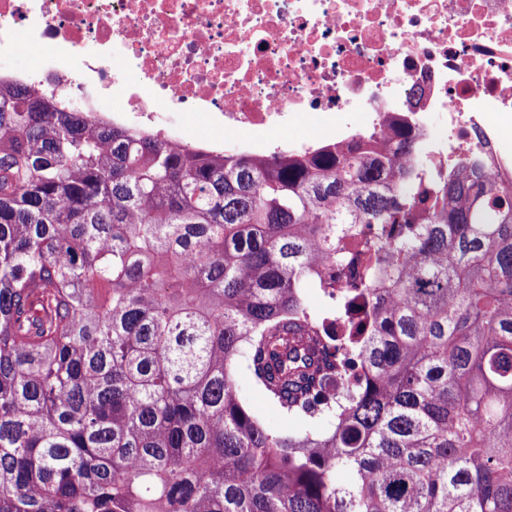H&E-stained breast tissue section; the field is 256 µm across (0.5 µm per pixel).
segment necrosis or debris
<instances>
[{"label":"necrosis or debris","instance_id":"obj_1","mask_svg":"<svg viewBox=\"0 0 512 512\" xmlns=\"http://www.w3.org/2000/svg\"><path fill=\"white\" fill-rule=\"evenodd\" d=\"M0 74L180 147L198 112L255 153L293 114L343 146L402 117L512 190V0H0Z\"/></svg>","mask_w":512,"mask_h":512}]
</instances>
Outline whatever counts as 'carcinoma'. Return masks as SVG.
<instances>
[{
	"label": "carcinoma",
	"instance_id": "1",
	"mask_svg": "<svg viewBox=\"0 0 512 512\" xmlns=\"http://www.w3.org/2000/svg\"><path fill=\"white\" fill-rule=\"evenodd\" d=\"M393 131L181 149L1 78L0 512H512V194ZM235 378L241 399L263 423L287 435L304 430L302 421L283 413L252 380L244 359L238 361Z\"/></svg>",
	"mask_w": 512,
	"mask_h": 512
}]
</instances>
